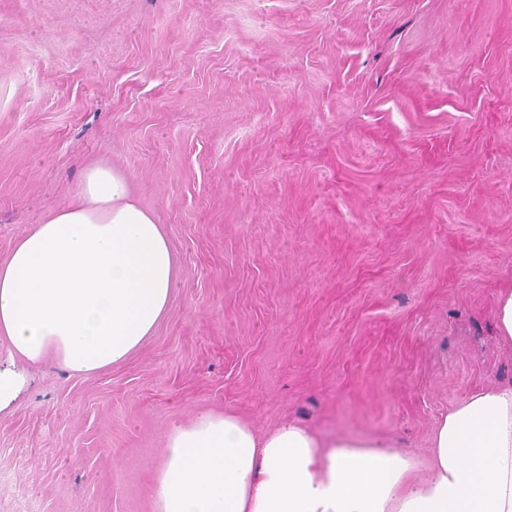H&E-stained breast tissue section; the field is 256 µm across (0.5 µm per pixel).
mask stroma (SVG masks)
<instances>
[{
    "instance_id": "35a3bbf8",
    "label": "stroma",
    "mask_w": 512,
    "mask_h": 512,
    "mask_svg": "<svg viewBox=\"0 0 512 512\" xmlns=\"http://www.w3.org/2000/svg\"><path fill=\"white\" fill-rule=\"evenodd\" d=\"M91 162L179 284L123 363L29 368L0 512H153L202 410L423 456L512 380V0H0V261ZM498 339L512 345V290L499 295L494 308Z\"/></svg>"
}]
</instances>
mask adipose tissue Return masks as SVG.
<instances>
[{
    "label": "adipose tissue",
    "mask_w": 512,
    "mask_h": 512,
    "mask_svg": "<svg viewBox=\"0 0 512 512\" xmlns=\"http://www.w3.org/2000/svg\"><path fill=\"white\" fill-rule=\"evenodd\" d=\"M179 266L127 175L84 167L73 202L0 261V412L47 360L77 375L124 361L168 311ZM155 512H512V383L470 392L437 424L427 461L378 439L324 440L286 421L258 435L236 415L173 423Z\"/></svg>",
    "instance_id": "ef3b65f1"
}]
</instances>
